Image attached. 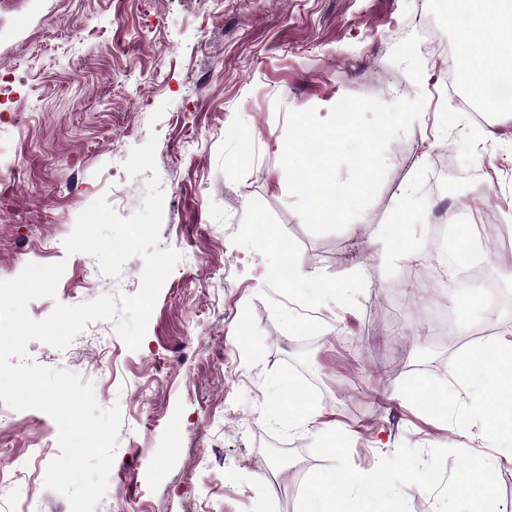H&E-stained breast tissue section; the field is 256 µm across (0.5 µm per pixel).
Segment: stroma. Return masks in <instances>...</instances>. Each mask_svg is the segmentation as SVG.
<instances>
[{"instance_id":"stroma-1","label":"stroma","mask_w":512,"mask_h":512,"mask_svg":"<svg viewBox=\"0 0 512 512\" xmlns=\"http://www.w3.org/2000/svg\"><path fill=\"white\" fill-rule=\"evenodd\" d=\"M451 0H0V176L20 187L0 208V280L27 264L65 262L55 298L29 303L36 321L56 304L132 295L144 260L120 276L64 241L97 199L138 211L146 175L129 176L131 149L157 135L164 193L160 248L181 255L162 286L145 337L132 350L111 321L90 322L66 349L30 342V359L92 384L122 424L105 493L94 512H298L304 479L328 467L311 445L323 426L350 439V462L376 469L400 445L467 448L492 463L499 512H512V452L472 414L463 346L432 338L430 311L486 326L484 342L512 341V226L483 250L482 211L512 212V113L456 112L463 87L438 81L435 53L415 42L422 19L455 43ZM425 94L410 130L385 151L387 173L356 224L312 234L294 209L281 164L290 112L346 96L391 103ZM157 124L149 119L156 109ZM78 182L72 197L65 188ZM427 242L447 227L463 254L509 295L496 309L476 284L433 288L375 229L400 207ZM287 237L320 291L292 290L268 268L279 248L252 231ZM309 382L317 422L290 421ZM453 395L447 411L418 410V389ZM0 471L28 466L25 512H71L47 489L60 448L38 409L0 407Z\"/></svg>"}]
</instances>
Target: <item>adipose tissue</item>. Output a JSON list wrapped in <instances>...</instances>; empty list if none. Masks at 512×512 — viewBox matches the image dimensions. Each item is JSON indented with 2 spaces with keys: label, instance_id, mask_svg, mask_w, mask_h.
Returning a JSON list of instances; mask_svg holds the SVG:
<instances>
[{
  "label": "adipose tissue",
  "instance_id": "ef3b65f1",
  "mask_svg": "<svg viewBox=\"0 0 512 512\" xmlns=\"http://www.w3.org/2000/svg\"><path fill=\"white\" fill-rule=\"evenodd\" d=\"M448 24L456 31L465 86L486 110L502 109L504 99L489 94L488 87L498 76L512 83V60L500 51L512 41V0H459Z\"/></svg>",
  "mask_w": 512,
  "mask_h": 512
}]
</instances>
